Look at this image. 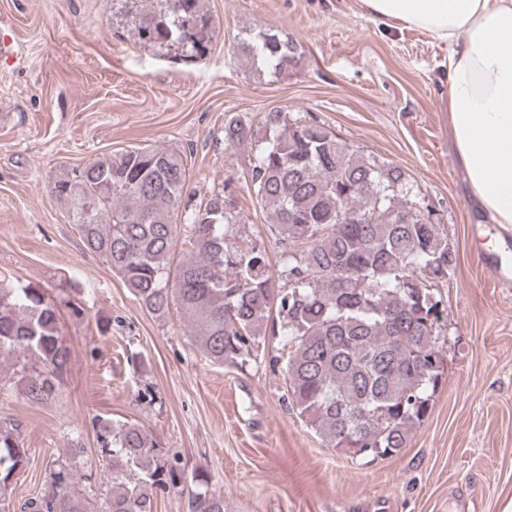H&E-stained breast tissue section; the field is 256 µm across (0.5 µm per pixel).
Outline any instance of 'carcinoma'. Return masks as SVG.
I'll use <instances>...</instances> for the list:
<instances>
[{"label":"carcinoma","mask_w":512,"mask_h":512,"mask_svg":"<svg viewBox=\"0 0 512 512\" xmlns=\"http://www.w3.org/2000/svg\"><path fill=\"white\" fill-rule=\"evenodd\" d=\"M112 16L158 55L194 61L209 51L203 0H112ZM238 51L278 75L297 62L296 42L273 30L246 33ZM249 131L239 119L224 125L231 141ZM187 181L180 153L136 147L60 173L49 193L85 247L147 311L176 310L212 362L241 366L266 337L286 338L288 356L268 366L284 376L287 405L330 448L396 455L433 407L447 314L438 287L457 265L406 172L322 124L267 113L248 189L268 214L273 252L247 238L230 192L177 223ZM340 211L367 222L339 224ZM181 236L186 249L173 265ZM31 356L44 366L28 382L27 396L39 402L69 360L57 306L36 289L1 284L0 364L23 370ZM20 433L19 422L0 425V497L27 459ZM97 440L104 485L95 490L93 474L77 478L61 464L22 512H155L158 493L183 479L179 461L160 455L136 422H101ZM189 512H224V498L196 495Z\"/></svg>","instance_id":"obj_1"}]
</instances>
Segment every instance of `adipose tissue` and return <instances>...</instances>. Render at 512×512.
Here are the masks:
<instances>
[{
    "instance_id": "ef3b65f1",
    "label": "adipose tissue",
    "mask_w": 512,
    "mask_h": 512,
    "mask_svg": "<svg viewBox=\"0 0 512 512\" xmlns=\"http://www.w3.org/2000/svg\"><path fill=\"white\" fill-rule=\"evenodd\" d=\"M369 15L448 46V124L474 196L512 226V0H360Z\"/></svg>"
}]
</instances>
